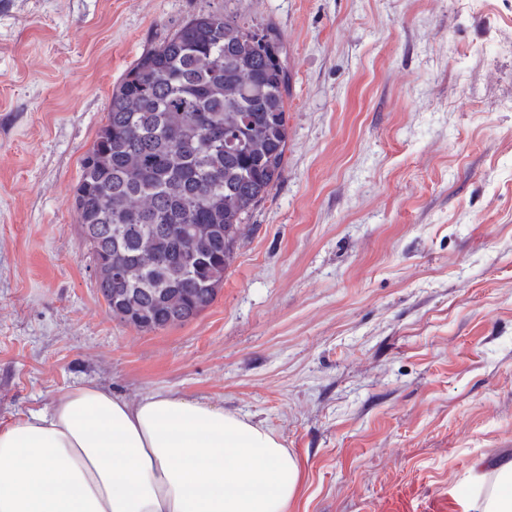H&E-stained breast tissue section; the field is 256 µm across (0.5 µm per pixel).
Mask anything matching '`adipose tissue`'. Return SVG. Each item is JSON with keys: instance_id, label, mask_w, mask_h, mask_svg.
<instances>
[{"instance_id": "adipose-tissue-1", "label": "adipose tissue", "mask_w": 512, "mask_h": 512, "mask_svg": "<svg viewBox=\"0 0 512 512\" xmlns=\"http://www.w3.org/2000/svg\"><path fill=\"white\" fill-rule=\"evenodd\" d=\"M298 460L209 402L98 385L0 422V512H288Z\"/></svg>"}]
</instances>
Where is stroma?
<instances>
[{"label":"stroma","instance_id":"obj_1","mask_svg":"<svg viewBox=\"0 0 512 512\" xmlns=\"http://www.w3.org/2000/svg\"><path fill=\"white\" fill-rule=\"evenodd\" d=\"M208 11L280 36L285 172L214 303L143 333L74 188L113 86ZM82 383L272 430L288 512H472L512 460V0H0V421Z\"/></svg>","mask_w":512,"mask_h":512}]
</instances>
